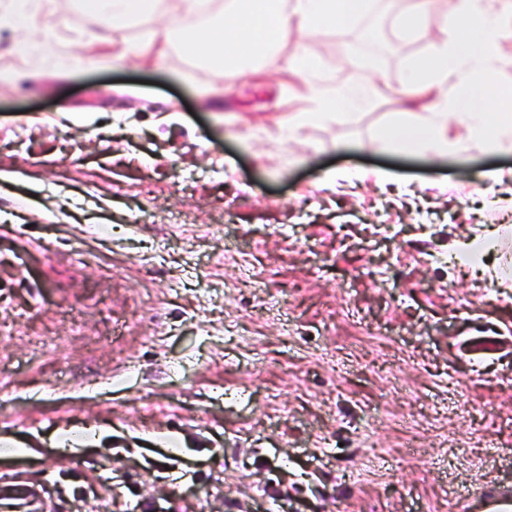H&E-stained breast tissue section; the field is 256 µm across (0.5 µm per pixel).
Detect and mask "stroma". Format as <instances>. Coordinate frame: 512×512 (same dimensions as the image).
<instances>
[{"label":"stroma","instance_id":"stroma-1","mask_svg":"<svg viewBox=\"0 0 512 512\" xmlns=\"http://www.w3.org/2000/svg\"><path fill=\"white\" fill-rule=\"evenodd\" d=\"M408 7L289 31L310 86L149 45L152 15L94 41L79 0L24 58L0 0V484L37 512H481L512 491V290L450 259L480 227L501 232L485 263L512 265L488 178L512 152L368 150L443 109L407 82L452 42L448 0L405 36ZM364 69L367 105L294 124ZM76 427L107 434L59 445Z\"/></svg>","mask_w":512,"mask_h":512}]
</instances>
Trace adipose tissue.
Wrapping results in <instances>:
<instances>
[{
    "label": "adipose tissue",
    "mask_w": 512,
    "mask_h": 512,
    "mask_svg": "<svg viewBox=\"0 0 512 512\" xmlns=\"http://www.w3.org/2000/svg\"><path fill=\"white\" fill-rule=\"evenodd\" d=\"M93 21L108 20L118 26L157 11L160 0H82ZM369 7L368 0H226L220 23L207 27L204 34L181 31L184 16L198 14L201 0H181L179 13L169 15L163 35L179 37L182 49L198 61L224 66V74L236 77L246 73L253 57L278 62L275 46L288 35L290 26L314 32L327 25H351ZM512 18V0H451L443 19L457 38L451 49H440V56H452L454 66L431 74L428 60L419 61L410 80L418 89L466 84L468 93L448 96L447 109L430 112L420 119L400 113L379 138L380 145L394 142L437 141L450 145L460 159H467L471 140L512 135V86L496 83L501 60L495 51L497 34ZM372 86L365 77L336 86L321 96V109L296 116L303 124L327 117L335 109L351 111L366 105ZM491 95L501 106L491 113L479 106L484 95ZM456 136H449V127Z\"/></svg>",
    "instance_id": "obj_1"
}]
</instances>
